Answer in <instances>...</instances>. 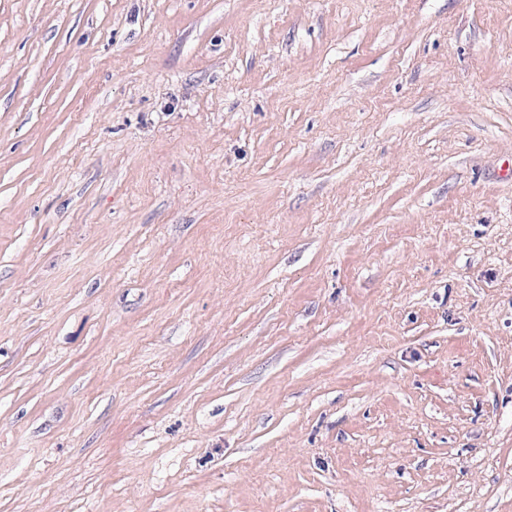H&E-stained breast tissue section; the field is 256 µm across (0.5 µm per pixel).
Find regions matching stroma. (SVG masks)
Returning <instances> with one entry per match:
<instances>
[{"mask_svg": "<svg viewBox=\"0 0 512 512\" xmlns=\"http://www.w3.org/2000/svg\"><path fill=\"white\" fill-rule=\"evenodd\" d=\"M0 512H512V0H0Z\"/></svg>", "mask_w": 512, "mask_h": 512, "instance_id": "1", "label": "stroma"}]
</instances>
